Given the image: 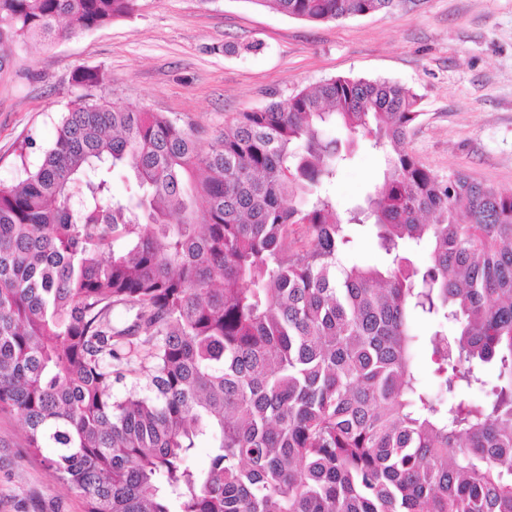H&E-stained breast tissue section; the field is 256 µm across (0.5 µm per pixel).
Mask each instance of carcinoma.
Masks as SVG:
<instances>
[{
    "instance_id": "obj_1",
    "label": "carcinoma",
    "mask_w": 512,
    "mask_h": 512,
    "mask_svg": "<svg viewBox=\"0 0 512 512\" xmlns=\"http://www.w3.org/2000/svg\"><path fill=\"white\" fill-rule=\"evenodd\" d=\"M137 2L0 0V70ZM253 2L328 22L398 0ZM74 83L41 164L0 187V412L85 512H512V193L419 162L416 93L331 78L202 150L103 72ZM361 141L382 180L342 217L323 187ZM354 225L377 262L342 265ZM128 378L145 385L114 393Z\"/></svg>"
}]
</instances>
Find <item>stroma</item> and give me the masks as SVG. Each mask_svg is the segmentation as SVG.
I'll use <instances>...</instances> for the list:
<instances>
[{"label":"stroma","instance_id":"stroma-1","mask_svg":"<svg viewBox=\"0 0 512 512\" xmlns=\"http://www.w3.org/2000/svg\"><path fill=\"white\" fill-rule=\"evenodd\" d=\"M130 17L33 49L0 70V184L36 168L53 141L74 76L98 69L111 100L223 130L337 77L389 79L417 93L407 147L440 175L462 170L512 190V0H400L389 13L325 23L255 0H138ZM379 153L363 147L330 191L339 208L374 186ZM0 512H85L45 470L14 414L0 413Z\"/></svg>","mask_w":512,"mask_h":512}]
</instances>
